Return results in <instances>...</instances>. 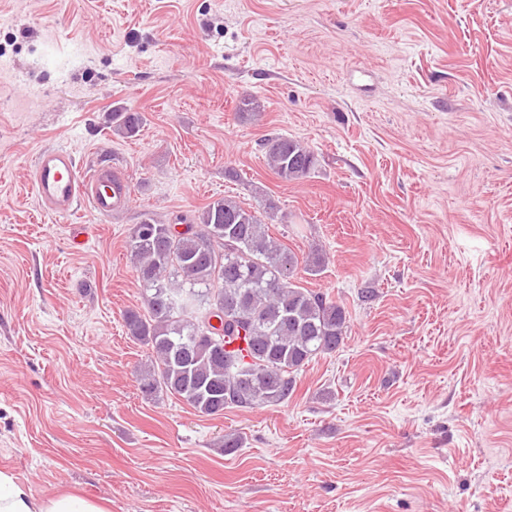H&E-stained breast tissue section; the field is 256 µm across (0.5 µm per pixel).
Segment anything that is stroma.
<instances>
[{
    "mask_svg": "<svg viewBox=\"0 0 512 512\" xmlns=\"http://www.w3.org/2000/svg\"><path fill=\"white\" fill-rule=\"evenodd\" d=\"M59 145L128 209L45 211ZM225 196L324 255L296 281L348 332L288 403L205 416L140 390L128 237ZM0 470L111 512H512V0H0ZM269 168L281 180L296 181L315 170L318 159L313 151L287 136H274L262 143Z\"/></svg>",
    "mask_w": 512,
    "mask_h": 512,
    "instance_id": "obj_1",
    "label": "stroma"
}]
</instances>
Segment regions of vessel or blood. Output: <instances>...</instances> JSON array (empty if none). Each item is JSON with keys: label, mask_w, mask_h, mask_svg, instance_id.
Here are the masks:
<instances>
[{"label": "vessel or blood", "mask_w": 512, "mask_h": 512, "mask_svg": "<svg viewBox=\"0 0 512 512\" xmlns=\"http://www.w3.org/2000/svg\"><path fill=\"white\" fill-rule=\"evenodd\" d=\"M31 184L42 207L57 216H69L78 204H87L101 220L125 211L132 199L129 182L108 167L83 169L71 149L40 150L32 166Z\"/></svg>", "instance_id": "1"}]
</instances>
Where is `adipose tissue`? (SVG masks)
Here are the masks:
<instances>
[{
    "label": "adipose tissue",
    "mask_w": 512,
    "mask_h": 512,
    "mask_svg": "<svg viewBox=\"0 0 512 512\" xmlns=\"http://www.w3.org/2000/svg\"><path fill=\"white\" fill-rule=\"evenodd\" d=\"M0 512H111V509L107 503L78 493L35 497L27 485L0 470Z\"/></svg>",
    "instance_id": "ef3b65f1"
}]
</instances>
